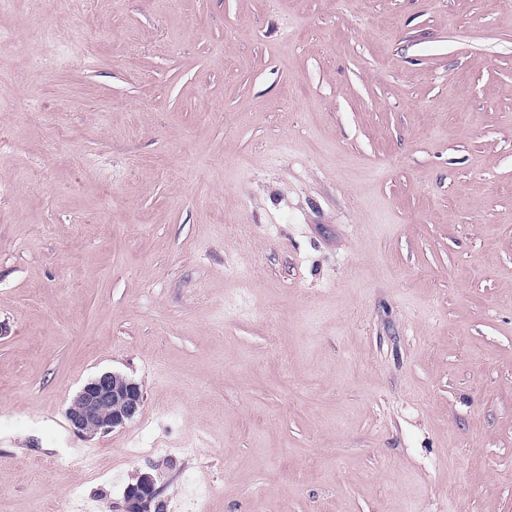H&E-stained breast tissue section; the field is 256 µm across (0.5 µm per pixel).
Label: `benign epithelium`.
<instances>
[{
	"mask_svg": "<svg viewBox=\"0 0 512 512\" xmlns=\"http://www.w3.org/2000/svg\"><path fill=\"white\" fill-rule=\"evenodd\" d=\"M143 404L138 383L112 372L90 379L78 392L66 416L74 432L93 435L122 427L132 421ZM125 512H164L156 477L146 471L124 491Z\"/></svg>",
	"mask_w": 512,
	"mask_h": 512,
	"instance_id": "1",
	"label": "benign epithelium"
}]
</instances>
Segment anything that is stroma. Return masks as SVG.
I'll use <instances>...</instances> for the list:
<instances>
[{"label":"stroma","mask_w":512,"mask_h":512,"mask_svg":"<svg viewBox=\"0 0 512 512\" xmlns=\"http://www.w3.org/2000/svg\"><path fill=\"white\" fill-rule=\"evenodd\" d=\"M37 3L0 14V512L144 471L167 512H512V0H72L64 62ZM105 371L143 406L78 436Z\"/></svg>","instance_id":"obj_1"}]
</instances>
